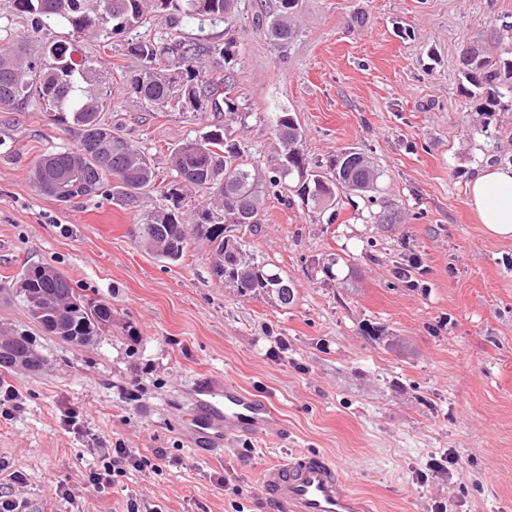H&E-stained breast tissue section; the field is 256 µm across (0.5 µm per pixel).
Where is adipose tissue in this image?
<instances>
[{"instance_id":"ef3b65f1","label":"adipose tissue","mask_w":512,"mask_h":512,"mask_svg":"<svg viewBox=\"0 0 512 512\" xmlns=\"http://www.w3.org/2000/svg\"><path fill=\"white\" fill-rule=\"evenodd\" d=\"M468 198L487 234L512 238V168L485 165L470 181Z\"/></svg>"}]
</instances>
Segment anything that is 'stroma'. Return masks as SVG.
<instances>
[{"label":"stroma","mask_w":512,"mask_h":512,"mask_svg":"<svg viewBox=\"0 0 512 512\" xmlns=\"http://www.w3.org/2000/svg\"><path fill=\"white\" fill-rule=\"evenodd\" d=\"M274 7L237 0L226 18L178 30L232 44L233 95L250 113L234 137L259 171L277 163L275 118L289 112L310 167L353 150L378 173L331 209L284 190L266 199L263 224L229 225L292 282L290 305L225 288L204 238L166 262L133 236V212L40 192L35 161L77 135L32 99L0 110V338L27 330L45 359L34 375L0 369V386L19 394L0 415V494L25 512H126L132 497L142 512H272L259 472L297 450L340 461L378 512H512V239L489 237L466 195L475 169L512 167V110L485 118L460 73L467 46L512 56L499 34L512 0H301L283 44L256 24ZM76 46L112 92L105 122L136 145L164 155L204 133L191 115L133 101L123 39L89 34ZM413 254L424 268L415 288L395 274ZM32 263L111 304L96 343L68 344L30 320L6 284ZM210 378L270 393L286 434L193 444L184 415ZM116 446L163 448L174 462L93 489L94 449ZM444 454L448 473L420 482Z\"/></svg>","instance_id":"stroma-1"}]
</instances>
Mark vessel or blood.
Here are the masks:
<instances>
[{
  "mask_svg": "<svg viewBox=\"0 0 512 512\" xmlns=\"http://www.w3.org/2000/svg\"><path fill=\"white\" fill-rule=\"evenodd\" d=\"M189 422L216 445L239 437L279 436L283 419L271 396L227 384L195 400ZM259 488L274 512H372L345 468L321 453L299 450L266 464Z\"/></svg>",
  "mask_w": 512,
  "mask_h": 512,
  "instance_id": "obj_1",
  "label": "vessel or blood"
}]
</instances>
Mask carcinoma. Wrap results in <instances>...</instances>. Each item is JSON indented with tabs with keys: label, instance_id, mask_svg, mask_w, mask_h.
Instances as JSON below:
<instances>
[{
	"label": "carcinoma",
	"instance_id": "1",
	"mask_svg": "<svg viewBox=\"0 0 512 512\" xmlns=\"http://www.w3.org/2000/svg\"><path fill=\"white\" fill-rule=\"evenodd\" d=\"M300 0H279L266 36L274 42L292 37L291 19ZM14 15L28 28L14 36L3 27L0 39V106L33 98L56 119L77 130L76 145L40 156L33 178L44 193L68 203L85 196L112 197V203L135 211L144 191L158 180L161 206L139 214L135 235L160 259H182L188 236H204L214 245L213 274L237 295L266 296L280 305L294 300V290L278 270L257 261L235 236L229 224L262 223L267 187L296 188L297 196L313 209L336 205L339 192L373 185L375 170L359 152H345L329 173L309 167L302 149V132L294 116L281 112L275 119L279 163L263 178L248 163L244 148L232 137L231 123L248 118L231 94L230 76H214L204 57L219 56L228 65L234 52L226 44L201 46L175 37L163 41L131 37L147 17L200 16L218 20L235 8V0H12ZM68 30V40H48L34 53L30 43L42 40L52 27ZM95 29L106 39L125 38L127 53L137 65L127 75L132 97L156 112H191L216 120L212 129L172 148L168 172L161 175L157 158L112 131L102 112L107 92L96 78L91 60H74L72 39ZM462 74L466 93L477 101L476 111L491 118L512 110L501 86L512 82V59L493 58L479 48L464 51ZM224 125H219V122ZM72 174L68 189L59 192L58 175ZM295 186H290V183ZM204 200L191 205L188 190ZM15 293L29 318L45 332L78 344L94 343L112 326V306L94 301L81 287L50 265H24L12 279ZM44 364L35 339L21 331L0 341V368L38 372Z\"/></svg>",
	"mask_w": 512,
	"mask_h": 512
}]
</instances>
